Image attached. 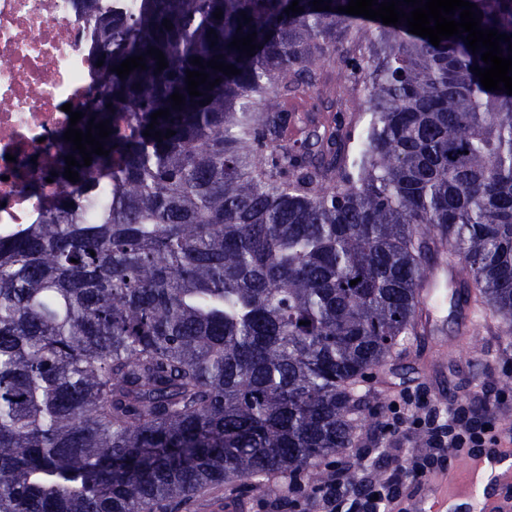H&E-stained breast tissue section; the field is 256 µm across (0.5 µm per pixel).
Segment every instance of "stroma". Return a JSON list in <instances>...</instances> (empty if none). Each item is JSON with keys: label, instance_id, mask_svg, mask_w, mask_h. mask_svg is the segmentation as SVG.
I'll use <instances>...</instances> for the list:
<instances>
[{"label": "stroma", "instance_id": "stroma-1", "mask_svg": "<svg viewBox=\"0 0 512 512\" xmlns=\"http://www.w3.org/2000/svg\"><path fill=\"white\" fill-rule=\"evenodd\" d=\"M430 310L435 332L410 341L400 359L375 374L372 388L380 390L389 404L409 399V412H420L436 425L456 412L464 425L512 432V356H499L498 338L492 330L480 336L461 335L465 309L454 303L448 286L434 290ZM378 421V416L367 417L363 447L326 459L320 469L329 474L352 467L357 469L361 483L367 484L373 470L401 466V480L396 486L400 505L408 512L415 507L421 510L425 506L423 489L421 480L412 475V458L432 455L426 477L436 484L447 482L452 460L431 454L427 429L420 423H406L396 435L374 442L370 427ZM186 512H320V508L308 495L294 506L286 499L274 503L256 492L239 494L221 486L196 495Z\"/></svg>", "mask_w": 512, "mask_h": 512}]
</instances>
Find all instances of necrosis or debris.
Returning a JSON list of instances; mask_svg holds the SVG:
<instances>
[{
	"label": "necrosis or debris",
	"instance_id": "1",
	"mask_svg": "<svg viewBox=\"0 0 512 512\" xmlns=\"http://www.w3.org/2000/svg\"><path fill=\"white\" fill-rule=\"evenodd\" d=\"M76 0H0V227L33 223L60 189L49 177L64 104L99 90Z\"/></svg>",
	"mask_w": 512,
	"mask_h": 512
}]
</instances>
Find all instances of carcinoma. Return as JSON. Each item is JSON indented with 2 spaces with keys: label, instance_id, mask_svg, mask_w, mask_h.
Returning a JSON list of instances; mask_svg holds the SVG:
<instances>
[{
  "label": "carcinoma",
  "instance_id": "carcinoma-1",
  "mask_svg": "<svg viewBox=\"0 0 512 512\" xmlns=\"http://www.w3.org/2000/svg\"><path fill=\"white\" fill-rule=\"evenodd\" d=\"M78 2L103 84L76 128L109 121V155L72 167L75 191L61 141L58 206L0 234V512H177L223 485L276 500L282 473L319 488L354 415L384 409L361 382L425 335L439 266L470 335L489 317L512 337V95L481 85V53L367 29L349 0ZM469 2L512 35V0ZM252 32L253 55L228 47ZM217 55L241 73L207 67L221 82L189 96L191 60ZM132 56L146 69L112 72ZM325 66L347 93L317 91ZM165 108L154 130L175 135L144 136Z\"/></svg>",
  "mask_w": 512,
  "mask_h": 512
}]
</instances>
